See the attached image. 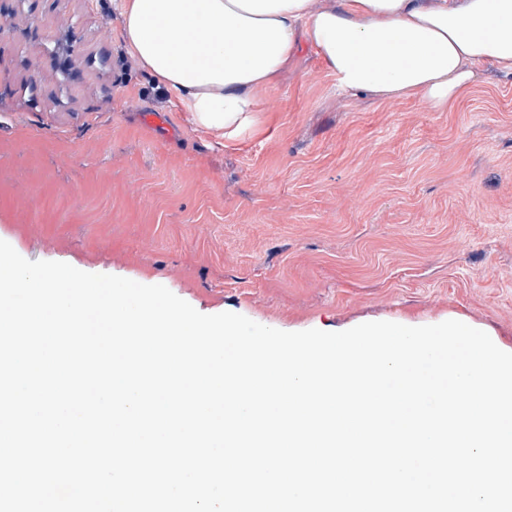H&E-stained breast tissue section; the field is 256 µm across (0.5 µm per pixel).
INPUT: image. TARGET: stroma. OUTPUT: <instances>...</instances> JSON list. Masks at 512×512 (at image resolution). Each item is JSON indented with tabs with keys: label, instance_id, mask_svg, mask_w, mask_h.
<instances>
[{
	"label": "stroma",
	"instance_id": "1",
	"mask_svg": "<svg viewBox=\"0 0 512 512\" xmlns=\"http://www.w3.org/2000/svg\"><path fill=\"white\" fill-rule=\"evenodd\" d=\"M487 74L445 112L345 99L304 44L227 140L112 0H0V240L282 331L458 319L511 349L512 74Z\"/></svg>",
	"mask_w": 512,
	"mask_h": 512
}]
</instances>
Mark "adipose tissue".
<instances>
[{
	"label": "adipose tissue",
	"instance_id": "adipose-tissue-1",
	"mask_svg": "<svg viewBox=\"0 0 512 512\" xmlns=\"http://www.w3.org/2000/svg\"><path fill=\"white\" fill-rule=\"evenodd\" d=\"M138 66L233 139L307 41L344 96L445 112L489 64L512 74V0H117Z\"/></svg>",
	"mask_w": 512,
	"mask_h": 512
}]
</instances>
